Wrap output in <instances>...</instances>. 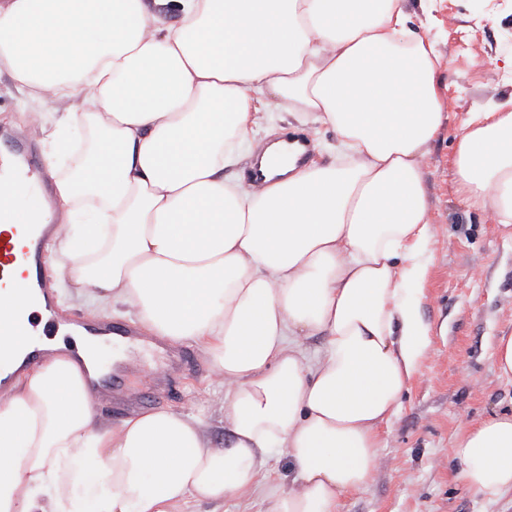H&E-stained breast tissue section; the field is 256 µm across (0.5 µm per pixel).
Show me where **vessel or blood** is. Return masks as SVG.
Here are the masks:
<instances>
[{
    "instance_id": "obj_1",
    "label": "vessel or blood",
    "mask_w": 512,
    "mask_h": 512,
    "mask_svg": "<svg viewBox=\"0 0 512 512\" xmlns=\"http://www.w3.org/2000/svg\"><path fill=\"white\" fill-rule=\"evenodd\" d=\"M18 189L28 200L30 220H21L17 212L14 192ZM49 205L50 191L37 175L28 140L22 136L9 140L0 148V335L12 337L17 346L0 355V390L10 387L23 367L36 366L46 357L34 336L35 327H42L47 336L57 335L62 328L48 288L53 275L44 261L50 241L61 231L46 217ZM72 330L89 337L94 345L106 336L138 337L133 327L116 329L99 322H79ZM95 387L119 406L136 402L135 396L113 384L111 373H104Z\"/></svg>"
}]
</instances>
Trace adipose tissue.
<instances>
[{
  "label": "adipose tissue",
  "instance_id": "1",
  "mask_svg": "<svg viewBox=\"0 0 512 512\" xmlns=\"http://www.w3.org/2000/svg\"><path fill=\"white\" fill-rule=\"evenodd\" d=\"M0 0V74L36 134L93 140L54 180L81 223L79 295L203 344L224 380L229 447L172 409L101 421L85 339L0 395V512H184L262 496L341 512L428 348L418 311L432 237L425 164L447 118L439 60L403 0ZM68 103L48 128L37 103ZM266 104L335 131L332 160L261 186L224 177ZM459 195L512 224V97L456 136ZM325 345L305 356L310 337ZM284 454L288 486L266 468ZM460 478L512 490V416L465 428Z\"/></svg>",
  "mask_w": 512,
  "mask_h": 512
}]
</instances>
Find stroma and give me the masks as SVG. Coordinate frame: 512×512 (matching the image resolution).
I'll return each instance as SVG.
<instances>
[{
  "mask_svg": "<svg viewBox=\"0 0 512 512\" xmlns=\"http://www.w3.org/2000/svg\"><path fill=\"white\" fill-rule=\"evenodd\" d=\"M405 7L419 16L440 57L442 95L450 103L426 169L434 237L419 313L430 327L429 346L397 415L382 431L372 481L345 499L342 512H512V493L491 499L468 488L450 453L464 426L512 413V381L499 376L494 357L497 337L512 333V227L494 224L461 201L452 165L461 126L485 102L512 95V0H405ZM286 132L306 134L311 159L319 163L328 159L323 144L336 140L332 130L302 125L298 114L276 112L225 177L243 178L258 149ZM48 260L60 317L135 323L123 307L103 313L78 298L69 260L55 254ZM185 349L199 370L159 363L157 353L139 345L125 346L119 356L108 343L100 351L104 364L117 369L132 361L157 363L156 377L143 378L139 392L153 395L155 407L201 416L213 424L216 443H223L217 422L224 386L200 346L189 342Z\"/></svg>",
  "mask_w": 512,
  "mask_h": 512,
  "instance_id": "stroma-1",
  "label": "stroma"
}]
</instances>
